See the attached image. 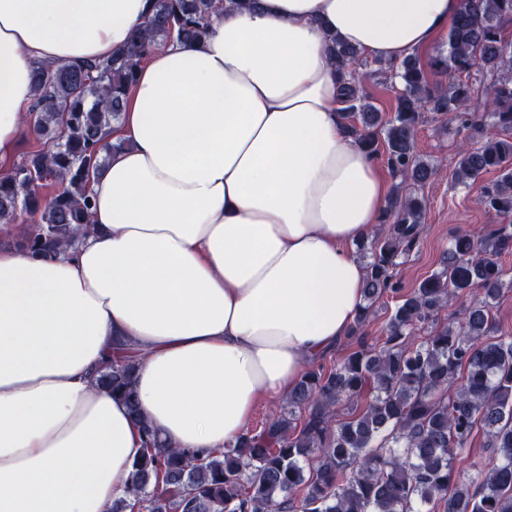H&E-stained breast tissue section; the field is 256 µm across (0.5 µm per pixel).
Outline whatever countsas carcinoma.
Returning <instances> with one entry per match:
<instances>
[{"mask_svg": "<svg viewBox=\"0 0 512 512\" xmlns=\"http://www.w3.org/2000/svg\"><path fill=\"white\" fill-rule=\"evenodd\" d=\"M217 13L215 0H151L125 48L101 61L41 65L31 75L30 118L40 149L0 175V224L28 214L37 223L12 239L15 247L51 255L93 231L89 186L114 149L105 130L121 119L137 67L157 46L199 43ZM512 0H463L447 34V54L433 70L480 73L489 79L484 110L469 111L473 88L433 89L412 55L391 66L402 89L382 120L363 91L359 53L330 38L343 81L346 126L371 154L384 144L393 178L391 201L373 235L358 243L370 253L363 304L346 340L349 353L311 366L288 394L287 407L247 431L220 455L170 448L144 419L134 387L137 360L115 356L98 370L97 385L123 401L141 425L144 452L130 486L111 512H512V333L494 326L493 301L512 287ZM457 130L485 122L506 134L472 148L459 145L452 180L470 186L497 178L479 196L500 219L484 234L459 230L439 268L403 292L396 269L417 246L424 204L415 192L435 166L415 150L425 113ZM58 190L45 197L41 188ZM397 298L382 336L366 328L378 303ZM461 303L460 317L440 314ZM372 397L358 405L365 388ZM482 430L495 459L477 479L457 476Z\"/></svg>", "mask_w": 512, "mask_h": 512, "instance_id": "carcinoma-1", "label": "carcinoma"}]
</instances>
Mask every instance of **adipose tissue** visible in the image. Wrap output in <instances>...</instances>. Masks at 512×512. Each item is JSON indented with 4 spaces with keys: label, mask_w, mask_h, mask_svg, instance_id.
I'll list each match as a JSON object with an SVG mask.
<instances>
[{
    "label": "adipose tissue",
    "mask_w": 512,
    "mask_h": 512,
    "mask_svg": "<svg viewBox=\"0 0 512 512\" xmlns=\"http://www.w3.org/2000/svg\"><path fill=\"white\" fill-rule=\"evenodd\" d=\"M225 0L206 39L142 63L90 184L95 233L34 257L0 247V512H109L143 450L93 378L116 348L159 437L199 454L246 432L347 336L365 268L351 246L386 208L345 127L336 35L397 63L461 0ZM150 0H0V160L39 62L120 51Z\"/></svg>",
    "instance_id": "1"
}]
</instances>
